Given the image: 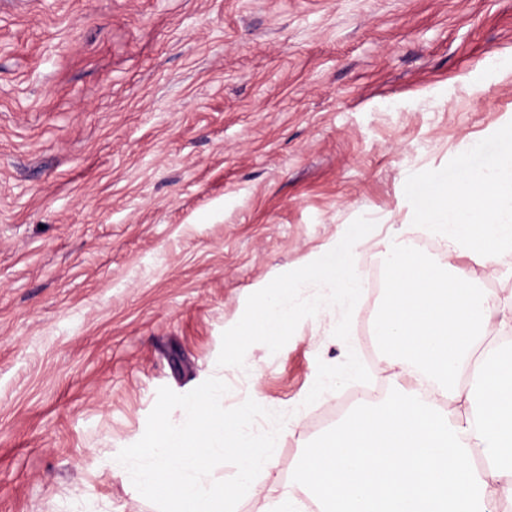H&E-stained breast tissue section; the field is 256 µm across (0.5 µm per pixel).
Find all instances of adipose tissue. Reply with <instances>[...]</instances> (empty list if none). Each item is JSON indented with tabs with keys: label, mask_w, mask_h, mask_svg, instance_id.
Wrapping results in <instances>:
<instances>
[{
	"label": "adipose tissue",
	"mask_w": 512,
	"mask_h": 512,
	"mask_svg": "<svg viewBox=\"0 0 512 512\" xmlns=\"http://www.w3.org/2000/svg\"><path fill=\"white\" fill-rule=\"evenodd\" d=\"M383 255L389 283L375 328L400 393L367 400L292 478L270 512H492L512 505V297L478 293L471 274L428 261L409 239Z\"/></svg>",
	"instance_id": "obj_1"
}]
</instances>
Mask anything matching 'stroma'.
<instances>
[{
    "label": "stroma",
    "instance_id": "stroma-1",
    "mask_svg": "<svg viewBox=\"0 0 512 512\" xmlns=\"http://www.w3.org/2000/svg\"><path fill=\"white\" fill-rule=\"evenodd\" d=\"M512 121V0H0V512H157L112 466L157 391L217 377L285 412L239 512H267L350 411L304 399L349 341L326 306L277 353L221 367L247 297L411 223L409 175ZM512 294V255L462 257Z\"/></svg>",
    "mask_w": 512,
    "mask_h": 512
}]
</instances>
